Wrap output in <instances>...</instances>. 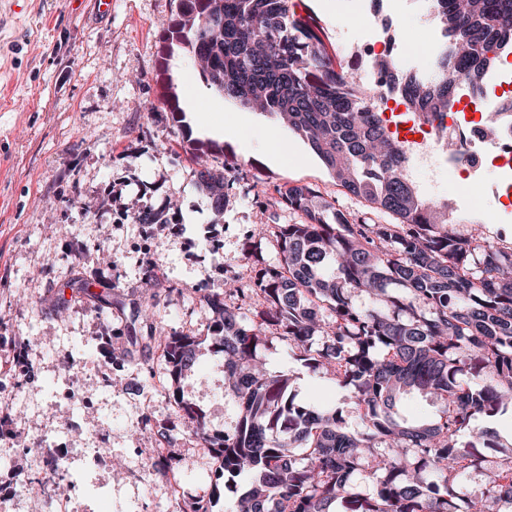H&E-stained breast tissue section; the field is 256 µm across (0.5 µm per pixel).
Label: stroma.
I'll return each instance as SVG.
<instances>
[{"label":"stroma","mask_w":512,"mask_h":512,"mask_svg":"<svg viewBox=\"0 0 512 512\" xmlns=\"http://www.w3.org/2000/svg\"><path fill=\"white\" fill-rule=\"evenodd\" d=\"M301 4L319 6L335 65L364 72L352 42L336 39L349 0ZM179 11L180 0H112L108 16L95 0H0V512H48L53 495L65 512H173L201 497L224 512L232 494L173 403L178 394L199 409L214 436L238 420L205 296L279 261V225L304 220L280 190L307 186L348 219L393 221L347 194L271 115L247 111V125L220 137L202 129L197 113L239 106L208 84L187 45L165 40ZM171 91L180 124L164 102ZM265 130L288 146L283 159ZM203 165L229 186L218 217L195 181ZM451 200L490 242L512 245V211L497 224L481 203ZM148 208L163 223L133 221ZM152 295L168 332L202 341L176 384L141 341ZM267 334L257 356L268 372L357 430L350 389L312 374L275 328ZM162 451L172 468L159 466Z\"/></svg>","instance_id":"35a3bbf8"}]
</instances>
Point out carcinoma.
<instances>
[{"instance_id":"cac0c4a2","label":"carcinoma","mask_w":512,"mask_h":512,"mask_svg":"<svg viewBox=\"0 0 512 512\" xmlns=\"http://www.w3.org/2000/svg\"><path fill=\"white\" fill-rule=\"evenodd\" d=\"M437 18L451 57L436 78L404 82L418 112L448 111L462 79L481 91L488 54L512 41V0H438ZM166 39L187 41L224 97L287 122L338 185L395 219L354 224L312 189L288 188L284 205L305 221L279 225V264L261 268L250 288L207 296L212 344L241 415L213 440L202 412L175 404L228 480L248 477L228 512H332L338 502L343 512H452L459 488L477 476L512 512V455L486 462L477 448L488 431H475L512 404V247L476 228L456 231L455 209L424 201L401 147L288 0H180ZM197 181L222 215L224 175L203 168ZM362 292L376 303H357ZM249 293L262 303L246 324L232 297ZM270 326L312 373L353 389L358 430L332 409L296 403L287 375L247 367ZM149 341L163 348L175 381L196 363L194 337ZM414 393L440 401L435 420L396 416V401ZM359 476L370 492L357 490Z\"/></svg>"}]
</instances>
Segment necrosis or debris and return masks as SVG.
Instances as JSON below:
<instances>
[{"label":"necrosis or debris","mask_w":512,"mask_h":512,"mask_svg":"<svg viewBox=\"0 0 512 512\" xmlns=\"http://www.w3.org/2000/svg\"><path fill=\"white\" fill-rule=\"evenodd\" d=\"M354 35L367 61L393 55L392 39L374 19L367 0H354L350 22L337 39ZM428 51L398 59L406 72L422 79L436 75L437 65L449 52L445 38L425 29ZM366 106L379 118L386 133L401 144L409 159L412 175L434 173L445 167L461 192H470L475 175L491 169L501 172L507 182L505 192L512 201V68L490 70L482 92L459 87L453 106L432 116L411 108L403 88L391 87L384 72L371 70L361 91ZM459 140V151L441 161L439 146L444 136Z\"/></svg>","instance_id":"necrosis-or-debris-1"}]
</instances>
